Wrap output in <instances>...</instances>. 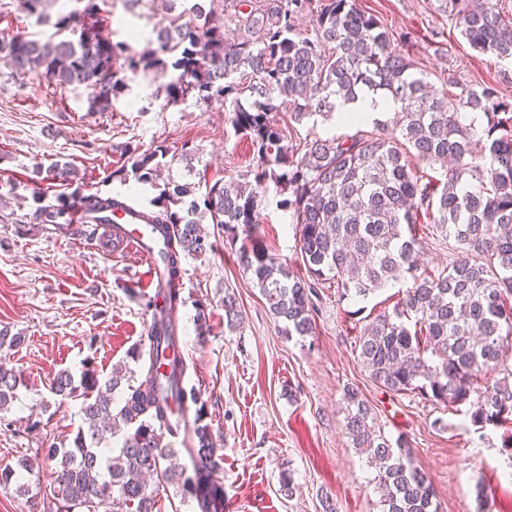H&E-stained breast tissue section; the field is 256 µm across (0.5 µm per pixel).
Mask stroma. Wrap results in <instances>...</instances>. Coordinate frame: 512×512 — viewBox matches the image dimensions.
I'll list each match as a JSON object with an SVG mask.
<instances>
[{
  "label": "stroma",
  "mask_w": 512,
  "mask_h": 512,
  "mask_svg": "<svg viewBox=\"0 0 512 512\" xmlns=\"http://www.w3.org/2000/svg\"><path fill=\"white\" fill-rule=\"evenodd\" d=\"M110 40L136 33L143 48L159 16L150 0L128 13L125 0H107ZM398 34V48L424 70L434 91L448 76L491 84L512 99V64L473 50L437 0H357ZM156 74L139 75L104 112L89 109L90 92L60 87L32 74L17 81L0 63V327L21 336L0 348V366L20 377L18 398L0 413V471L16 478L0 484V512H39L17 491L28 474L20 459L37 463V449L72 439L80 403L49 391L59 370L99 375L129 363L144 343L151 317L140 276L142 266L98 233L79 236L31 223L35 196L53 200L58 189L41 181L36 168L67 162L83 193H131L134 203H154L150 184L124 185L113 170L123 165L118 148L169 147L165 173L180 183L206 187L253 169L249 140L238 135L220 101L195 96L171 102ZM293 142L351 134L336 117L317 115L297 125L288 110L275 115ZM195 156L179 158L184 143ZM268 188L257 240L296 272L303 265L289 212L276 206ZM214 249L183 262L186 305L179 336L188 365L187 388L206 401L218 436L224 512H379L380 491L365 455L343 430L342 390L358 386L373 405L387 437L406 440L414 466L437 490L443 512H477L476 483H484L488 512H512V457L501 449V433L480 431L463 413L389 395L364 372L355 348V328L366 318L392 310L405 283L385 288L366 302L339 298L323 289L314 335H287L270 315L250 273L240 266L236 246L215 235ZM234 293L243 319L228 329L222 299ZM208 307L205 324L194 321L196 303ZM293 473V496L280 492L282 470Z\"/></svg>",
  "instance_id": "stroma-1"
}]
</instances>
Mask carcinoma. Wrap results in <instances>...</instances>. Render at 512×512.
Wrapping results in <instances>:
<instances>
[{"instance_id":"1","label":"carcinoma","mask_w":512,"mask_h":512,"mask_svg":"<svg viewBox=\"0 0 512 512\" xmlns=\"http://www.w3.org/2000/svg\"><path fill=\"white\" fill-rule=\"evenodd\" d=\"M192 2L186 6V2ZM17 9L54 32L44 39L0 40V60L16 77L40 74L60 86L91 91L103 112L132 77L148 72L178 75L168 87L172 101L188 95L229 103L235 132L250 141L254 169L209 187L198 199L188 183H166L147 223L165 238L160 252L168 272L166 305L153 313L147 342L130 358L139 375L122 366L99 378L85 369L80 381L65 369L49 382L62 400L82 399V424L69 445L41 449L51 466L49 512H93L109 501L112 512H157V486L174 485L194 512H224V487L216 480L219 455L206 403L184 386L187 371L172 326L185 305L182 260L213 251L200 218L235 243L262 223L268 184L277 206L298 226L305 273L291 271L258 245L242 247L238 260L288 335L314 333L319 289L334 284L341 296L365 301L389 285L411 278L393 312L366 320L358 335V359L378 388L448 408L466 407L470 424L483 431L512 424V372L475 387L500 370L512 351V100L491 86L448 78L451 90L435 93L413 61L394 46L395 34L355 0H231L230 10L205 8L202 0H152L164 21L141 51L102 34L110 14L99 0L53 16L50 0H13ZM468 43L482 54L512 61V21L494 0H441ZM194 23L179 22L185 13ZM313 17V35L297 21ZM361 91L389 94L401 104L393 127L374 121L351 135L315 137L297 148L274 119L280 102L292 107L298 125L336 111L340 99ZM234 95L228 99V95ZM488 117L478 137L467 113ZM169 148L140 151L126 144V165L112 172L154 183ZM438 165L446 179L424 180L421 165ZM66 188L55 202L30 214L36 224H67L73 206L100 214L122 209L118 197L84 195L68 163L37 171ZM454 239L448 264L421 268L428 230ZM224 316L233 329L241 319L235 295L224 293ZM19 381L0 367V412L17 398ZM345 434L366 456L373 481L383 490L381 512H441L426 474L415 467L406 442L388 438L359 387L342 392ZM194 407V421L181 428L175 411ZM184 434L191 468L172 463L165 437Z\"/></svg>"}]
</instances>
